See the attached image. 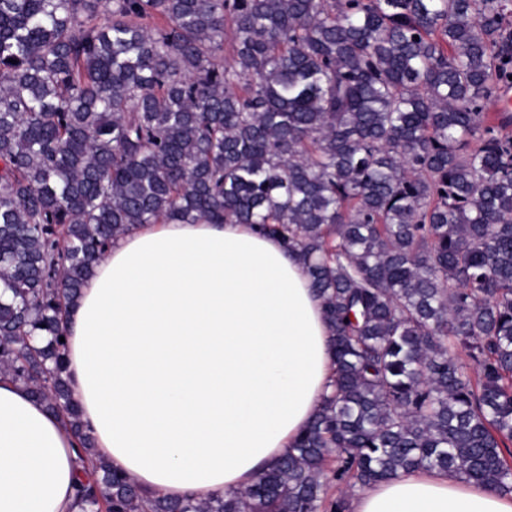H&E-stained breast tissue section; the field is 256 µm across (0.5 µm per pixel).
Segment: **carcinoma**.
I'll return each instance as SVG.
<instances>
[{"mask_svg": "<svg viewBox=\"0 0 512 512\" xmlns=\"http://www.w3.org/2000/svg\"><path fill=\"white\" fill-rule=\"evenodd\" d=\"M511 89L512 0H0V375L78 440L81 512H348L333 486L415 469L512 493ZM159 223L279 238L332 330L333 390L231 497L93 459L63 378L67 305Z\"/></svg>", "mask_w": 512, "mask_h": 512, "instance_id": "carcinoma-1", "label": "carcinoma"}]
</instances>
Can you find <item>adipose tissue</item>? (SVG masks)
Segmentation results:
<instances>
[{
	"mask_svg": "<svg viewBox=\"0 0 512 512\" xmlns=\"http://www.w3.org/2000/svg\"><path fill=\"white\" fill-rule=\"evenodd\" d=\"M64 376L94 454L149 494L229 496L286 457L333 381L331 331L297 252L250 224H145L66 317ZM62 419L0 377V512H78ZM350 512H512V493L415 470Z\"/></svg>",
	"mask_w": 512,
	"mask_h": 512,
	"instance_id": "obj_1",
	"label": "adipose tissue"
}]
</instances>
